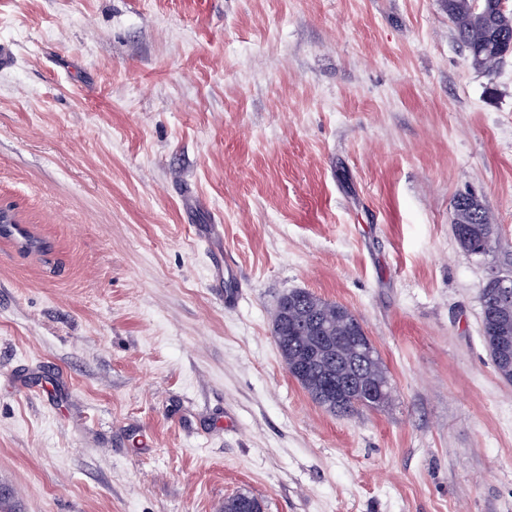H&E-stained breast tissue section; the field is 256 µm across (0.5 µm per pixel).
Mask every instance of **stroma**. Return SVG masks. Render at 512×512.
<instances>
[{
  "label": "stroma",
  "instance_id": "1",
  "mask_svg": "<svg viewBox=\"0 0 512 512\" xmlns=\"http://www.w3.org/2000/svg\"><path fill=\"white\" fill-rule=\"evenodd\" d=\"M1 209L39 246L0 240V512H512V55L474 69L443 0H0ZM299 288L386 404L289 375ZM453 224L462 232L456 240L464 251L483 254L490 249L493 227L479 199L472 195L458 196L453 206ZM493 279V278H492ZM490 279L481 294L482 314L487 318V336L483 335L486 347L497 356L504 353L512 356V275L498 276L494 279L495 288ZM499 295L505 305L498 297ZM292 292L297 294L291 297L286 295L275 308L273 315L276 314V317L272 319L278 347L282 356L288 357L287 370L291 371L315 403L335 415L351 414L355 411L351 398L376 390L379 386L386 387L388 378L385 366L381 359L379 364L373 366H360L350 360L356 343L348 337L352 331L349 326L357 317L343 304L322 299L307 290L289 293ZM283 313H288V321ZM336 316L339 317L337 323ZM318 346L323 347L325 354L334 359L335 371L336 363L356 368L357 390L339 403H325V389L331 385L328 377L321 371H306L304 368L305 352Z\"/></svg>",
  "mask_w": 512,
  "mask_h": 512
}]
</instances>
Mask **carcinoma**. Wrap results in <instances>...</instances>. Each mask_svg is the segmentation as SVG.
Listing matches in <instances>:
<instances>
[{
    "instance_id": "1",
    "label": "carcinoma",
    "mask_w": 512,
    "mask_h": 512,
    "mask_svg": "<svg viewBox=\"0 0 512 512\" xmlns=\"http://www.w3.org/2000/svg\"><path fill=\"white\" fill-rule=\"evenodd\" d=\"M458 42L467 50L473 68L490 72L512 53V7L502 0H444ZM453 224L460 228L459 246L471 254L486 253L492 243V224L482 202L472 195H460L453 206ZM482 312L487 318V336L483 341L497 356H512V302L503 303L487 282L481 294ZM273 335L288 358L289 371L310 398L333 414H351V397L339 403H325V389L330 386L321 371L304 368L305 352L321 346L333 363L356 369V394L387 385L385 366H360L351 361L356 343L350 338V324L356 316L343 304L328 301L307 290L284 297L275 308Z\"/></svg>"
}]
</instances>
